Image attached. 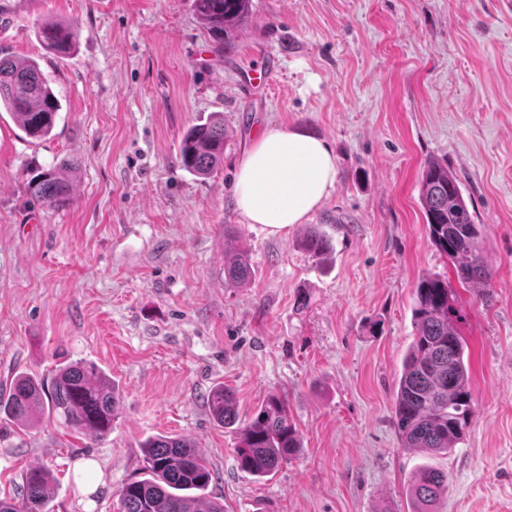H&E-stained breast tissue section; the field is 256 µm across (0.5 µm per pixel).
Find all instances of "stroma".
Instances as JSON below:
<instances>
[{
    "mask_svg": "<svg viewBox=\"0 0 512 512\" xmlns=\"http://www.w3.org/2000/svg\"><path fill=\"white\" fill-rule=\"evenodd\" d=\"M74 25L50 53L43 23ZM0 51L37 59L60 105L50 139L0 115V392L87 360L119 383L112 430L90 443L55 420L0 418V497L33 466L55 477L51 512H119L142 477L141 443L189 438L216 472L224 512H409L421 468L448 475L440 512H512V0H253L215 51L194 0H0ZM273 64L258 85L256 68ZM224 115V164L183 171V133ZM273 128L302 129L336 158V184L305 226L247 223L238 164ZM430 158L458 176L483 226L490 300L430 245L419 200ZM77 165L73 201L27 187ZM254 284L224 282V229ZM447 278L466 343L473 411L449 454L402 447L394 399L413 339L418 279ZM233 390L240 421L286 398L302 448L276 473L236 462L238 432L206 396Z\"/></svg>",
    "mask_w": 512,
    "mask_h": 512,
    "instance_id": "stroma-1",
    "label": "stroma"
}]
</instances>
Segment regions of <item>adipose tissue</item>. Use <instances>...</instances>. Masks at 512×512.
I'll return each mask as SVG.
<instances>
[{"label": "adipose tissue", "mask_w": 512, "mask_h": 512, "mask_svg": "<svg viewBox=\"0 0 512 512\" xmlns=\"http://www.w3.org/2000/svg\"><path fill=\"white\" fill-rule=\"evenodd\" d=\"M336 183L328 145L302 131H265L247 150L235 183L236 203L252 224L279 231L300 224Z\"/></svg>", "instance_id": "ef3b65f1"}]
</instances>
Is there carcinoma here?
<instances>
[{"label":"carcinoma","instance_id":"carcinoma-1","mask_svg":"<svg viewBox=\"0 0 512 512\" xmlns=\"http://www.w3.org/2000/svg\"><path fill=\"white\" fill-rule=\"evenodd\" d=\"M200 23L214 48L222 52L235 34L252 18V0H194ZM46 49L67 51L73 38L71 26L48 23L40 32ZM59 106L39 63L30 58L0 57V111L11 115L30 138L51 137ZM224 115L213 113L183 134L179 153L183 169L205 178L224 163ZM75 167L53 166L29 185L30 193L46 208L56 210L71 201ZM420 203L428 239L444 256L461 285L485 288L490 299L493 270L482 245V225L475 222L458 179L448 162L425 161L420 182ZM306 250L327 251L317 226L306 229ZM255 281L248 252L224 230V282L247 287ZM455 309L448 281L436 276L421 278L414 290V338L404 357L398 380L395 424L404 448L452 451L466 436L473 396L463 340L453 324ZM121 394L112 378L95 363L78 361L57 367L45 376L18 373L0 395V414L23 427H34L53 416L90 441L112 431L119 415ZM213 419L225 426L237 424L233 392L222 386L207 396ZM239 468L254 476H267L297 458L301 438L288 415L285 398L267 396L245 425L238 427ZM144 477L130 480L118 490L120 512H224V504L205 496L215 479L192 441L178 436L150 437L142 442ZM54 491L50 471L31 467L9 499H0V512H49ZM448 491V474L423 469L411 486V512H436Z\"/></svg>","mask_w":512,"mask_h":512}]
</instances>
